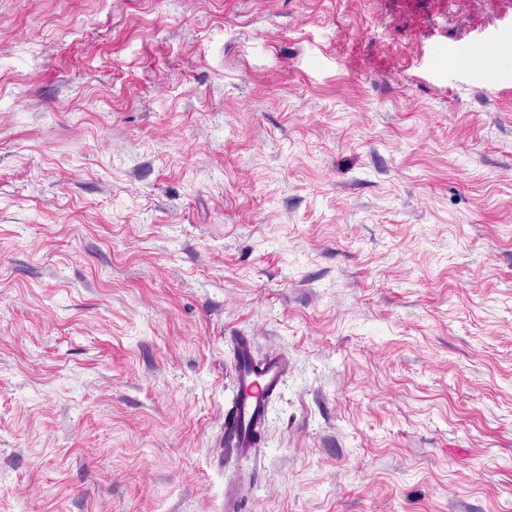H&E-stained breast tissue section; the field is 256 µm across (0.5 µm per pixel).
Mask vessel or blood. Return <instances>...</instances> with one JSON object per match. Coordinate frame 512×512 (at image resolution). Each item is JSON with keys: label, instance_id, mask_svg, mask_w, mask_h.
<instances>
[{"label": "vessel or blood", "instance_id": "obj_1", "mask_svg": "<svg viewBox=\"0 0 512 512\" xmlns=\"http://www.w3.org/2000/svg\"><path fill=\"white\" fill-rule=\"evenodd\" d=\"M237 395L224 422V439L238 455H250L257 448L267 416L268 404L288 368V359L270 354L255 360L247 339L235 341Z\"/></svg>", "mask_w": 512, "mask_h": 512}]
</instances>
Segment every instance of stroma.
Instances as JSON below:
<instances>
[{
	"label": "stroma",
	"mask_w": 512,
	"mask_h": 512,
	"mask_svg": "<svg viewBox=\"0 0 512 512\" xmlns=\"http://www.w3.org/2000/svg\"><path fill=\"white\" fill-rule=\"evenodd\" d=\"M228 482L512 512V0H0V512ZM235 346L237 395L224 422V442L238 455L247 456L260 442L269 401L287 371L288 359L273 353L257 362L247 339H235Z\"/></svg>",
	"instance_id": "stroma-1"
}]
</instances>
